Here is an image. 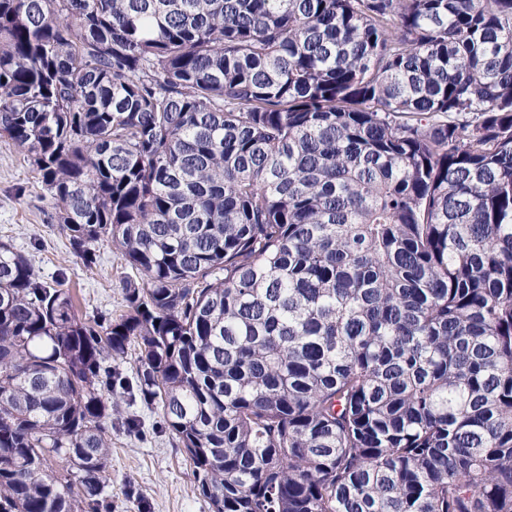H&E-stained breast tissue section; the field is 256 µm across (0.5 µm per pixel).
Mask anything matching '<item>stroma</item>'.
I'll return each instance as SVG.
<instances>
[{
	"mask_svg": "<svg viewBox=\"0 0 512 512\" xmlns=\"http://www.w3.org/2000/svg\"><path fill=\"white\" fill-rule=\"evenodd\" d=\"M20 185L26 188L21 198L14 194ZM52 211V199L34 181L20 153L0 140V238L28 255L44 277L64 274L80 313L120 310V280L127 268L118 254L111 247L102 248L97 270L87 272L51 224ZM129 411L140 419L141 432H112V512H210L189 461L165 433L159 411L139 399L131 401Z\"/></svg>",
	"mask_w": 512,
	"mask_h": 512,
	"instance_id": "1",
	"label": "stroma"
}]
</instances>
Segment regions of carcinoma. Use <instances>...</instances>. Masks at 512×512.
<instances>
[{
  "instance_id": "1",
  "label": "carcinoma",
  "mask_w": 512,
  "mask_h": 512,
  "mask_svg": "<svg viewBox=\"0 0 512 512\" xmlns=\"http://www.w3.org/2000/svg\"><path fill=\"white\" fill-rule=\"evenodd\" d=\"M2 139L133 275L0 239V512H112L119 388L211 512H512V0H0Z\"/></svg>"
}]
</instances>
